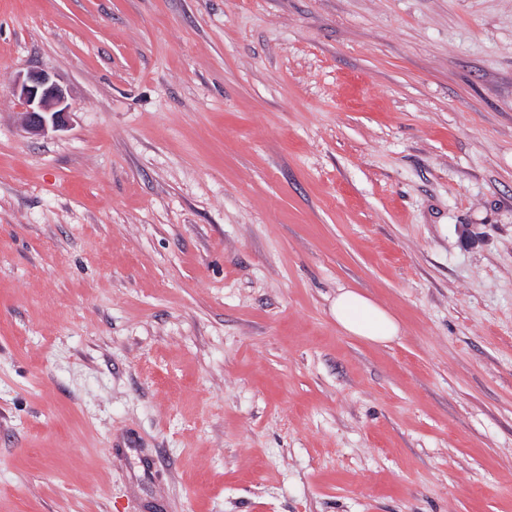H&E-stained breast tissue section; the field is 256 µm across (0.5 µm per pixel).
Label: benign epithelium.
<instances>
[{
	"instance_id": "7a95c632",
	"label": "benign epithelium",
	"mask_w": 512,
	"mask_h": 512,
	"mask_svg": "<svg viewBox=\"0 0 512 512\" xmlns=\"http://www.w3.org/2000/svg\"><path fill=\"white\" fill-rule=\"evenodd\" d=\"M15 92L25 110L26 130L32 136L62 131L68 123L66 90L43 71L18 78Z\"/></svg>"
}]
</instances>
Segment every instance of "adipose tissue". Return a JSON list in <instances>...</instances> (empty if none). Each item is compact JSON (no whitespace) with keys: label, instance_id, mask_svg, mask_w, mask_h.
Instances as JSON below:
<instances>
[{"label":"adipose tissue","instance_id":"adipose-tissue-1","mask_svg":"<svg viewBox=\"0 0 512 512\" xmlns=\"http://www.w3.org/2000/svg\"><path fill=\"white\" fill-rule=\"evenodd\" d=\"M331 312L343 332L371 344H388L401 333L390 311L353 288L339 289Z\"/></svg>","mask_w":512,"mask_h":512}]
</instances>
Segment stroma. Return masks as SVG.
<instances>
[{
  "instance_id": "1",
  "label": "stroma",
  "mask_w": 512,
  "mask_h": 512,
  "mask_svg": "<svg viewBox=\"0 0 512 512\" xmlns=\"http://www.w3.org/2000/svg\"><path fill=\"white\" fill-rule=\"evenodd\" d=\"M0 512H512V0H0ZM15 92L25 110L26 130L32 136L65 129L68 123L66 90L43 71L19 76ZM331 312L343 332L371 344L386 345L402 331L390 311L354 288L339 289Z\"/></svg>"
}]
</instances>
